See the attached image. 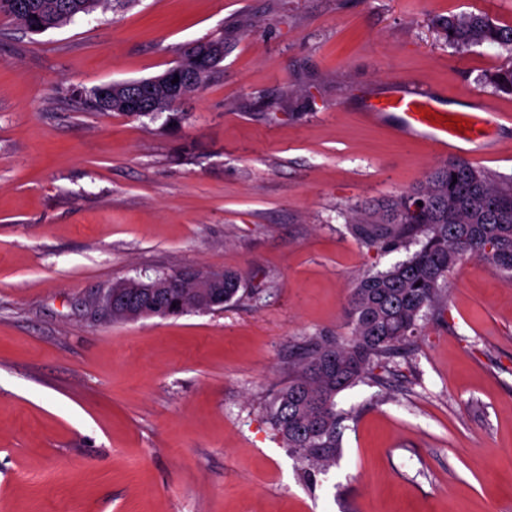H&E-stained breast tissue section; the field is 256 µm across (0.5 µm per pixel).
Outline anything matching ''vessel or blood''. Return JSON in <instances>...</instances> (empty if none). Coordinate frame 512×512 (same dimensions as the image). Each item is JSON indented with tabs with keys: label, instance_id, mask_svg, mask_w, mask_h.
<instances>
[{
	"label": "vessel or blood",
	"instance_id": "1",
	"mask_svg": "<svg viewBox=\"0 0 512 512\" xmlns=\"http://www.w3.org/2000/svg\"><path fill=\"white\" fill-rule=\"evenodd\" d=\"M431 96L424 89H410L373 102L364 118L369 122L382 120L389 114H397L401 133L408 136H425L437 149L444 153L469 150L478 157L486 149L487 141L484 129L502 121L501 113L489 106H482L480 111L466 113L469 125L466 131L449 127L448 123L428 120L426 113L432 110Z\"/></svg>",
	"mask_w": 512,
	"mask_h": 512
}]
</instances>
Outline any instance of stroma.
Returning <instances> with one entry per match:
<instances>
[{
    "instance_id": "1",
    "label": "stroma",
    "mask_w": 512,
    "mask_h": 512,
    "mask_svg": "<svg viewBox=\"0 0 512 512\" xmlns=\"http://www.w3.org/2000/svg\"><path fill=\"white\" fill-rule=\"evenodd\" d=\"M512 24V0H111L34 34L0 16V512H512V279L448 277L382 383L341 393L342 456L305 477L265 410L314 337L346 335L367 272L351 208L447 163L396 117L422 86L448 112L512 95L481 84L498 47L456 53L433 17ZM225 36L167 114L88 108ZM231 269V306L94 322L83 298L127 279ZM224 59V37L202 42L190 43L181 48L180 63L166 71L170 79H174V71L187 69L195 74L196 81L187 89L185 95L200 87L212 69L217 67ZM184 95V96H185Z\"/></svg>"
}]
</instances>
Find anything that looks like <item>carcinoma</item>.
<instances>
[{
	"mask_svg": "<svg viewBox=\"0 0 512 512\" xmlns=\"http://www.w3.org/2000/svg\"><path fill=\"white\" fill-rule=\"evenodd\" d=\"M104 0H0V15L27 30L43 33L75 16L94 11ZM432 26L458 52L493 44L509 54V64L484 76L497 92L512 94V25L487 12L436 16ZM224 60V39L190 43L181 48L179 69L195 74L200 87ZM90 107L112 111V92L102 86L85 93ZM181 97L173 93L153 99L147 112L121 111L131 117L154 118L172 109ZM422 205H417V202ZM355 235L368 248L393 251L421 244L406 260L360 278L348 298L347 335L336 340L310 339L292 362L288 379L273 395L269 420L310 477L336 464L342 454L344 419L336 399L360 383H378L376 373L415 336L423 310L442 311L448 274L465 258L487 261L512 274V180L455 160L435 169L425 184L353 211ZM242 286L238 273L224 271L218 296L229 305ZM174 295L161 302L144 293L136 297L155 316L176 315Z\"/></svg>",
	"mask_w": 512,
	"mask_h": 512,
	"instance_id": "1",
	"label": "carcinoma"
}]
</instances>
